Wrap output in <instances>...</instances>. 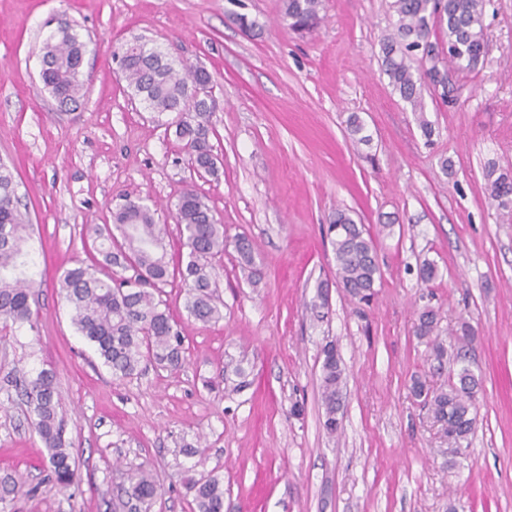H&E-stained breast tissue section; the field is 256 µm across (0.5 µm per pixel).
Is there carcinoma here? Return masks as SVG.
Returning a JSON list of instances; mask_svg holds the SVG:
<instances>
[{
    "instance_id": "cac0c4a2",
    "label": "carcinoma",
    "mask_w": 512,
    "mask_h": 512,
    "mask_svg": "<svg viewBox=\"0 0 512 512\" xmlns=\"http://www.w3.org/2000/svg\"><path fill=\"white\" fill-rule=\"evenodd\" d=\"M320 6L321 0H282L281 14L290 29L310 30L322 20ZM484 6L485 0H393L397 28L396 34L382 45V66L401 99L418 113L419 127L427 138L432 136L433 127L423 115V83L437 70V64L445 61L459 72H471L484 64ZM438 30L443 33L441 44L448 47L446 60L433 54L435 44L430 39ZM425 43L429 49L423 51L422 58L429 67L417 74L408 60ZM82 47L83 41L73 29L54 43H44V86L67 104L77 103L82 90ZM122 75L131 95L146 109L159 114L175 113V134L184 143L190 162L209 174L216 173L217 158L209 142L213 127L210 76L206 70L173 61L162 64L153 48L144 46L139 52L122 57ZM486 177L488 198L498 202L500 208L509 207L512 177L501 174L495 178L491 171ZM20 205L13 173L0 163V320L22 326L32 323L33 285L22 271L27 264L23 246L31 225ZM176 210L186 248L185 265L177 271L186 288L185 311L201 323H216L223 319L224 303L219 295V273L212 260L224 253V225L216 222L210 207L193 189L183 192ZM112 218L111 225L96 224L86 229L97 244L101 259L91 265L77 263L60 275V294L69 306L71 322L115 377H130L144 363L178 369L184 362V336L174 329L166 304L150 292L167 284L170 277L162 229L148 205L130 198L117 206ZM327 233L341 287L352 298L370 300L381 278L373 237L343 211L336 213V222L328 225ZM98 265L115 266L131 275L104 280L97 275ZM437 324V313L425 309L418 315L415 335L427 341L429 357L441 369L448 351L434 337ZM459 331L456 357L464 360L472 349L473 334L466 322L460 324ZM322 354L323 426L334 434L341 424L338 414L343 403V369L334 343L325 344ZM480 387L479 377L465 365L445 388L432 390L420 378L413 379V395L429 407L452 454L460 452L473 433L472 412ZM20 393L30 406L34 429L48 451L53 480L62 488L73 485L78 473L65 448L54 372L41 369L23 381ZM128 480L126 495L131 501L144 504L157 494V485L145 470L132 472ZM188 483L194 492L196 512H224L223 479L209 474L191 478Z\"/></svg>"
}]
</instances>
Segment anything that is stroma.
I'll list each match as a JSON object with an SVG mask.
<instances>
[{"label": "stroma", "mask_w": 512, "mask_h": 512, "mask_svg": "<svg viewBox=\"0 0 512 512\" xmlns=\"http://www.w3.org/2000/svg\"><path fill=\"white\" fill-rule=\"evenodd\" d=\"M391 3L322 0V24L298 34L281 0H0V161L32 225L35 283L32 325L0 330V485L28 488L0 512H132L124 489L139 468L158 486L146 512H195L186 481L208 473L224 480V512H512V212L486 190L488 169L512 174V0L486 2L484 65L449 73L445 93L424 88L428 138L383 71ZM233 11L252 28L230 23ZM65 22L88 45L83 97L66 107L40 79L43 43ZM136 37L212 75L218 176L189 168L171 115L132 99L114 54ZM354 118L369 143L350 136ZM189 188L228 238L215 259L224 318L195 321L182 283L163 286L183 366L115 377L55 283L92 259L86 225L111 223L127 196L151 207L178 264L175 204ZM340 211L375 236L381 279L366 304L336 277L326 228ZM427 260L438 267L430 282L419 277ZM426 307L448 351L460 322L475 334L469 365L482 389L469 446L454 456L410 391L412 376L437 388L454 367L432 370L414 334ZM329 342L345 377L334 435L319 393ZM231 363L248 386L207 388ZM44 368L78 467L67 489L10 383Z\"/></svg>", "instance_id": "1"}]
</instances>
